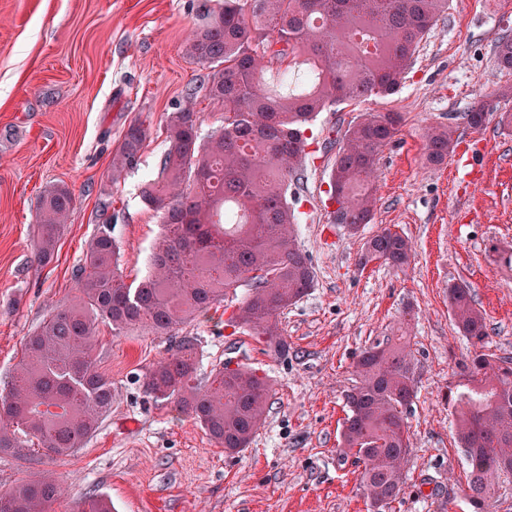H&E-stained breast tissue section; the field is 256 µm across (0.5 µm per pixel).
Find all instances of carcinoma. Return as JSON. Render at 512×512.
<instances>
[{
	"label": "carcinoma",
	"mask_w": 512,
	"mask_h": 512,
	"mask_svg": "<svg viewBox=\"0 0 512 512\" xmlns=\"http://www.w3.org/2000/svg\"><path fill=\"white\" fill-rule=\"evenodd\" d=\"M447 10L448 0H224L218 8L200 0L204 23L185 51L210 69L206 95L224 107V124L200 137L191 93L169 115L160 176L142 190L143 203L159 214L164 229L152 271L135 286L125 281L108 224L89 240L73 274L74 298L56 304L26 337L12 380L0 389V453L24 457L25 443L34 439L48 455L69 456L96 431L112 409V382L97 367L103 323L114 336L136 325L167 335L241 288L229 322L255 330L275 356L288 354L279 316L315 285L290 201L304 181L305 130L340 102L394 94ZM494 56L499 68L512 70L511 34L497 39ZM302 66V89H265V75L287 85ZM400 120L396 112H364L344 133L329 174L330 200L337 204L332 223L356 233L372 221V176ZM463 120L484 127L485 103L474 102ZM455 133L451 125L427 133L429 164L448 158ZM146 139L143 124L128 126L112 156V184L137 165ZM73 204L64 184L38 197L40 234L32 249L39 264L53 260ZM412 251L407 238L385 228L364 243L360 264L382 259L402 267ZM448 302L457 330L474 348L455 422L468 465L464 494L476 512H488L502 465L512 462V358L484 352L487 323L470 285L448 286ZM355 372L339 457L355 459L369 510L383 512L402 491L409 454L406 415L416 394V367L408 324L365 347ZM195 376L196 338L178 336L172 354L145 374V391L192 417L224 452L248 448L266 418L268 381L244 365L217 369L204 389ZM61 491L50 475L23 479L0 492V512H52ZM74 512H112V503L91 493Z\"/></svg>",
	"instance_id": "obj_1"
}]
</instances>
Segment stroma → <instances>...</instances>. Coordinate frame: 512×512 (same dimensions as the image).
<instances>
[{"instance_id":"35a3bbf8","label":"stroma","mask_w":512,"mask_h":512,"mask_svg":"<svg viewBox=\"0 0 512 512\" xmlns=\"http://www.w3.org/2000/svg\"><path fill=\"white\" fill-rule=\"evenodd\" d=\"M194 3L0 0V385L26 336L72 298L104 203L118 215L112 234L126 281L147 276L162 229L141 190L158 176L168 114L204 72L184 51L199 24ZM505 33L512 0H449L397 93L317 115L297 203V242L316 284L280 316L287 357L229 325L221 310L181 326L180 335L198 340L199 380L229 360L268 379L271 406L247 449L226 454L192 417L146 396L144 374L170 355V337L116 336L104 324L97 365L112 383L110 412L73 455L51 458L37 447L26 459L0 454V489L58 476L55 512H72L92 492L107 494L115 512H368L359 468L337 452L345 396L361 350L395 331L409 308L417 396L405 483L385 512H474L454 424L473 348L456 330L448 286L471 284L489 350L512 357V266L503 260L512 251V132L493 120L475 131L462 119L481 98L494 113H512L503 93L512 72L493 56ZM389 110L403 121L381 153L374 220L353 234L329 219L330 169L360 113ZM135 121L148 133L139 164L112 184V155ZM451 122L457 146L444 163L427 164L428 130ZM55 184L68 186L75 203L53 261L41 266L31 254L35 205ZM384 228L408 237L409 265L359 266L364 243Z\"/></svg>"}]
</instances>
